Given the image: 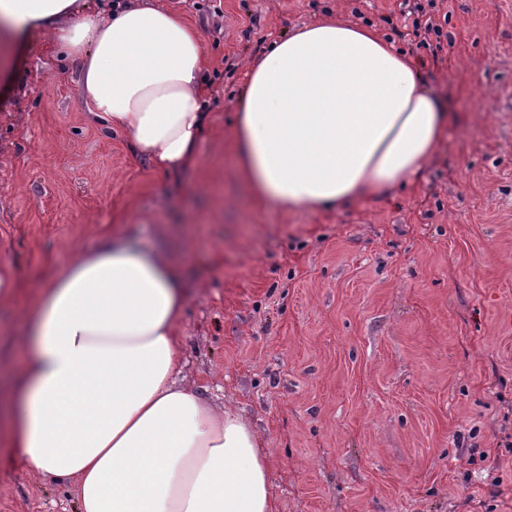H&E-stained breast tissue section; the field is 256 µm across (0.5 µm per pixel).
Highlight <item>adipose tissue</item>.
<instances>
[{"mask_svg":"<svg viewBox=\"0 0 512 512\" xmlns=\"http://www.w3.org/2000/svg\"><path fill=\"white\" fill-rule=\"evenodd\" d=\"M14 45L50 36L79 60L102 126L150 166L187 170L208 124L204 53L180 14L124 0L103 17L77 0H0ZM452 115L374 31L302 25L251 62L234 123L254 198L318 209L377 197L420 172ZM178 268L121 231L79 250L24 311L10 373V465L73 486L78 512H275L261 437L184 384Z\"/></svg>","mask_w":512,"mask_h":512,"instance_id":"ef3b65f1","label":"adipose tissue"}]
</instances>
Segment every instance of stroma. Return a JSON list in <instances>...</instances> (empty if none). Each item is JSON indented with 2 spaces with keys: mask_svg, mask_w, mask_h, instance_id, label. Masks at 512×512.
<instances>
[{
  "mask_svg": "<svg viewBox=\"0 0 512 512\" xmlns=\"http://www.w3.org/2000/svg\"><path fill=\"white\" fill-rule=\"evenodd\" d=\"M199 30L209 130L160 174L92 118L78 60L33 37L0 100V367L20 316L119 228L182 269L186 383L246 418L276 512H512V0H421L450 36H400L403 0H153ZM335 16L374 27L456 120L403 190L341 207L255 200L233 165L251 60ZM0 512H76L71 487L0 468Z\"/></svg>",
  "mask_w": 512,
  "mask_h": 512,
  "instance_id": "obj_1",
  "label": "stroma"
}]
</instances>
